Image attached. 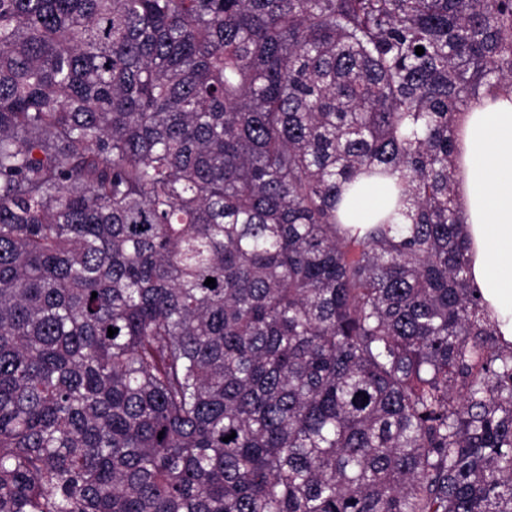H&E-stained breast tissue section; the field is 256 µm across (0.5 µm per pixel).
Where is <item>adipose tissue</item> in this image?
Instances as JSON below:
<instances>
[{
  "mask_svg": "<svg viewBox=\"0 0 512 512\" xmlns=\"http://www.w3.org/2000/svg\"><path fill=\"white\" fill-rule=\"evenodd\" d=\"M457 200L471 240L473 283L496 331L512 343V89L471 100L457 120ZM392 204L380 180H361L336 205L367 224Z\"/></svg>",
  "mask_w": 512,
  "mask_h": 512,
  "instance_id": "obj_1",
  "label": "adipose tissue"
}]
</instances>
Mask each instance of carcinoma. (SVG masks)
<instances>
[{
	"label": "carcinoma",
	"mask_w": 512,
	"mask_h": 512,
	"mask_svg": "<svg viewBox=\"0 0 512 512\" xmlns=\"http://www.w3.org/2000/svg\"><path fill=\"white\" fill-rule=\"evenodd\" d=\"M502 86L512 0H0V512H512ZM457 200L471 240L473 283L512 343V89L471 100L457 120ZM392 205V199L383 183L374 178L362 179L351 190L343 193L336 204L342 224H368Z\"/></svg>",
	"instance_id": "carcinoma-1"
}]
</instances>
